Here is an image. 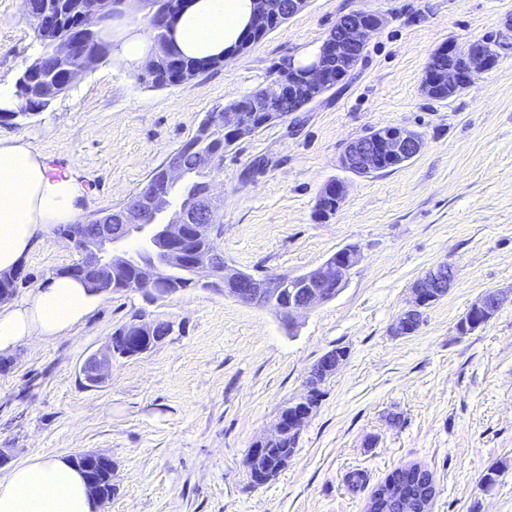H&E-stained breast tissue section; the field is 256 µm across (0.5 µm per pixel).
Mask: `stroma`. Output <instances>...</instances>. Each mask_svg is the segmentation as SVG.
Instances as JSON below:
<instances>
[{
  "label": "stroma",
  "instance_id": "obj_1",
  "mask_svg": "<svg viewBox=\"0 0 512 512\" xmlns=\"http://www.w3.org/2000/svg\"><path fill=\"white\" fill-rule=\"evenodd\" d=\"M358 9L388 22L351 75L227 149L212 177L224 226L214 245L229 265L258 277L298 274L356 244L363 259L345 287L297 314L292 332L275 311L199 288L152 305L130 291L104 294L69 335L33 338L0 369L9 466L104 454L116 491L102 512H364L370 487L417 462L438 487L430 512H512V49L455 97L421 90L433 51L497 35L512 0H309L266 38L180 86H152L110 56L44 112L0 118V138H23L72 171L86 190L83 214L122 205L206 113L271 87L274 65L308 54ZM40 52L22 0H0V85L14 87ZM387 126L420 133L419 155L368 176L341 168L351 140ZM332 180L345 184L346 198L323 221L317 197ZM77 258L51 232L22 269L15 299ZM443 261L455 269L448 294L414 333L392 335L413 283ZM490 289L504 297L495 317L459 334ZM137 311L171 323L172 334L113 362L107 383L88 387L83 361ZM339 347L345 360L322 385L288 465L252 486L253 443ZM355 469L366 471L367 489L347 487Z\"/></svg>",
  "mask_w": 512,
  "mask_h": 512
}]
</instances>
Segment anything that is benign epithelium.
<instances>
[{
  "instance_id": "1",
  "label": "benign epithelium",
  "mask_w": 512,
  "mask_h": 512,
  "mask_svg": "<svg viewBox=\"0 0 512 512\" xmlns=\"http://www.w3.org/2000/svg\"><path fill=\"white\" fill-rule=\"evenodd\" d=\"M108 0H96L94 4L79 16L80 28L85 32L99 36L112 21V11ZM309 0H257V11L250 23L249 33L259 35L270 26L287 16H293L307 6ZM165 34L155 43L157 51L144 65L140 77L154 78L157 58L170 52L173 33L170 19L160 18ZM387 17L385 14L364 10L353 18H339L335 29L336 39L326 38L318 48L315 59L303 67L294 66V58L283 61L277 69L274 89H262L269 111L263 113L262 121L250 114V105L241 103L229 112H209L202 123L210 132L217 126H224V136L228 145L240 139L253 136L259 129L285 119L276 111L277 104L288 96L289 91L300 90L297 102L299 109L318 100L329 87L337 84L342 75L334 70L331 60L339 55L349 64H354L365 51L371 35L380 30ZM512 47V24L505 27L491 41L473 40L466 49L459 50L450 43L437 51L461 61L441 69L437 76L423 81L422 91L430 95L441 84L450 88L462 85L465 79H473L492 69L498 62L504 49ZM55 57L58 61H79L67 75V84L101 61L97 52L89 49L85 42L68 37L57 41ZM422 148L420 133L395 127L389 132H369L353 141L345 148L340 157L341 167L359 176L376 171L381 157L406 160L417 156ZM191 153L197 168H210L215 155L198 146L184 145L172 152L161 166L162 178L167 186L181 184L189 174L186 153ZM208 204L194 211V221L186 224L182 216L169 209L153 211L150 222L144 219V198L129 201L119 207L95 212L85 217L79 226H70L67 239L81 255L80 266L84 274L92 279L99 290L110 289L109 281L103 272L121 268L132 269L130 290L141 294L148 302H155L163 296L177 293L173 288L161 292L154 288L161 276L178 270L183 265L191 267L196 286L205 290L222 293L242 303L276 311L288 326L295 328V315L309 311L336 297L344 288L351 271L362 260V249L357 244L346 245L330 255L324 263L313 270L300 274H269L257 278L250 273L237 270L228 265L224 257L214 249L189 254L184 250L185 241L191 235L198 238H210L214 235L211 218L215 210L212 189H207ZM139 239V246L133 250L127 247L132 238ZM454 266L441 262L431 267L418 278L411 288L409 305L397 317L392 325L396 336L410 334L411 326L422 319L423 312L447 295L445 283H453ZM502 294L497 290L480 296L470 307L475 314L489 313L500 309ZM152 321L140 314L131 318L117 329L108 344L101 350L89 355L80 367V373L87 386L102 385L116 358H128L142 354L156 346L158 341L147 336ZM344 357L334 351L326 352L311 368L305 382V393L291 401L279 417L272 433L259 439L250 450L249 462L261 459L269 447L281 437L303 427L319 403V386L331 377L343 363ZM82 468L88 488L96 502L103 504L109 500L101 487L100 478L112 476V460L102 454L82 453ZM389 493L403 502L404 512H429L431 499L417 495H404L403 488L388 484Z\"/></svg>"
}]
</instances>
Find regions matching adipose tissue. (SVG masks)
I'll return each mask as SVG.
<instances>
[{
	"instance_id": "ef3b65f1",
	"label": "adipose tissue",
	"mask_w": 512,
	"mask_h": 512,
	"mask_svg": "<svg viewBox=\"0 0 512 512\" xmlns=\"http://www.w3.org/2000/svg\"><path fill=\"white\" fill-rule=\"evenodd\" d=\"M253 0H189L175 21V42L187 57H233L247 32ZM84 189L58 173L22 139H0V274L18 271L54 226L81 211ZM100 300L80 281L55 275L21 302L0 304V353L32 337L50 339L85 322ZM83 474L60 456L15 466L0 479V512H95Z\"/></svg>"
}]
</instances>
